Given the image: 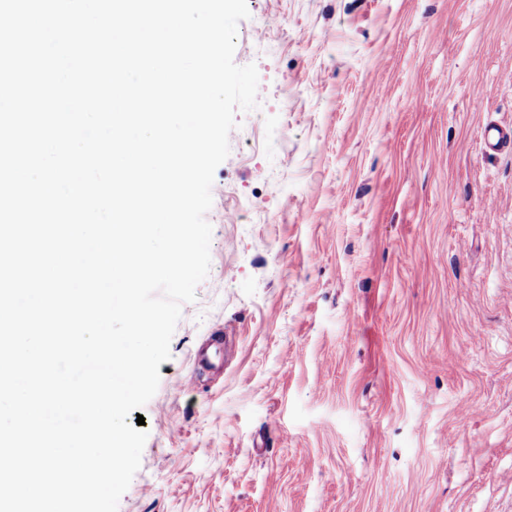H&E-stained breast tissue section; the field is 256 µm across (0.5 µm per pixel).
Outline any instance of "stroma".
Segmentation results:
<instances>
[{
  "instance_id": "1",
  "label": "stroma",
  "mask_w": 512,
  "mask_h": 512,
  "mask_svg": "<svg viewBox=\"0 0 512 512\" xmlns=\"http://www.w3.org/2000/svg\"><path fill=\"white\" fill-rule=\"evenodd\" d=\"M247 5L262 92L118 512H512V0ZM484 146L492 152H512V127L487 124L482 132Z\"/></svg>"
}]
</instances>
